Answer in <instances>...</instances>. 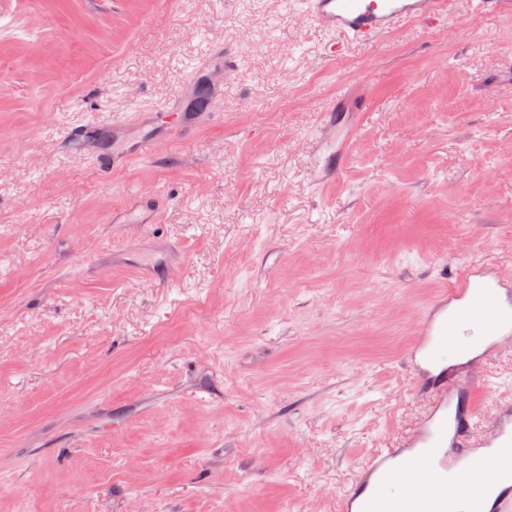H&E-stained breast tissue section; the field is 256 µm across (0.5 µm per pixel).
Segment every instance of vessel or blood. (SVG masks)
Here are the masks:
<instances>
[{"label": "vessel or blood", "instance_id": "b4317fda", "mask_svg": "<svg viewBox=\"0 0 512 512\" xmlns=\"http://www.w3.org/2000/svg\"><path fill=\"white\" fill-rule=\"evenodd\" d=\"M448 0H302V17L326 35V59L347 43L373 44L402 23L444 15ZM319 138L316 180L336 178L350 141L335 112ZM142 141L121 154L99 157L102 174L140 157ZM512 348V274L472 263L451 279L419 317L406 354L418 369L427 408L393 445L360 465L356 483L340 498V512H378L380 501L401 497L406 512H451L466 502L471 512H512V402L501 405L483 434L473 432V396L479 376L471 358L489 359Z\"/></svg>", "mask_w": 512, "mask_h": 512}]
</instances>
